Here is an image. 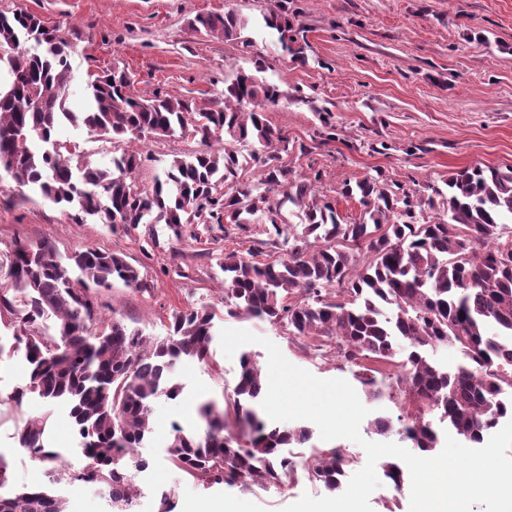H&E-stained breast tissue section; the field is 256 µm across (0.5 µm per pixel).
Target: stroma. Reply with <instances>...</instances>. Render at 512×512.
<instances>
[{
    "label": "stroma",
    "mask_w": 512,
    "mask_h": 512,
    "mask_svg": "<svg viewBox=\"0 0 512 512\" xmlns=\"http://www.w3.org/2000/svg\"><path fill=\"white\" fill-rule=\"evenodd\" d=\"M280 1L0 0V12L33 13L62 27L71 42L69 107L79 112L88 81L115 66L131 74L138 94L157 91L209 104L223 90L225 76L251 69L253 55L195 32L190 22L234 11L248 22L256 53L265 60V77L305 98L301 104L280 102L266 112L269 125L288 138L285 162L297 176L321 173L317 194L334 204L344 224L361 214L357 199L340 196L344 182L377 175L391 188L425 197L461 169L512 166V0H284L296 17L295 34L307 43L302 62L285 53L277 34L262 24L263 15ZM322 107L330 110L325 123L318 115ZM328 124L335 139H320ZM56 138L78 145L99 167L110 166L123 149L122 143L67 122ZM199 147L189 130L173 137L142 136L137 148L149 160L136 173L138 184L151 186L164 161ZM151 233L148 243L142 231H112L95 218L80 217L77 208L64 209L33 193H19L12 182L0 183V282L9 279L6 257L18 240L51 241L64 256L86 246L121 254L148 288L113 282L98 294L100 311L159 339L167 334L172 312L221 306L224 274L216 252L255 247L276 257L286 251L261 223L226 231L195 224L179 236L159 223ZM215 327L251 331L316 377L343 378L356 393L364 391L359 365L326 350L312 356L298 348L286 324L223 315ZM239 370L238 360L227 358L216 340L209 363L178 366L183 391L155 402L153 432L139 450L154 486L143 489L138 512H156L158 487L175 489L179 512L223 497L239 502L244 512H281L302 494L326 496L322 484L303 472L248 491L226 485L206 490L170 464L167 446L174 427L198 429V405L230 396ZM43 410L42 402L31 397L18 407L0 405V453L13 488L50 484L43 465L18 455L14 438L24 419Z\"/></svg>",
    "instance_id": "35a3bbf8"
}]
</instances>
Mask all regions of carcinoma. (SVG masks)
<instances>
[{"mask_svg": "<svg viewBox=\"0 0 512 512\" xmlns=\"http://www.w3.org/2000/svg\"><path fill=\"white\" fill-rule=\"evenodd\" d=\"M190 25L253 47L244 36L246 23L233 12L199 15ZM264 25L278 34L285 52L306 59L284 8L266 15ZM29 38L37 47H24ZM1 43L16 48L0 59L10 75L9 86L0 88V181L37 191L57 206L76 202L114 230L162 221L179 237L186 225L242 228L261 218L268 234L293 243L264 263L253 260V249L218 254L227 315L284 323L289 335L330 343L337 356L362 362L360 382L368 395L386 396L399 410L394 419L375 417L376 433L396 430L416 451L430 453L438 444L433 416L466 442L481 444L504 414H512L504 407L512 391V230H505L512 222V166L453 174L436 221L424 217L435 208L431 196H399L372 175L346 182L340 194L359 196L362 214L342 224L334 206L316 198L321 173L296 179L283 161L288 138L267 123L266 107L305 99L258 77L265 69L261 56L254 70L225 78L221 97L207 107L159 93L138 96L133 79L114 68L90 82L87 108L72 112L70 46L58 28L31 13H0ZM191 119L203 148L174 158L150 188L135 180L142 162L137 151L124 150L112 156V168L101 169L75 144L56 141L50 153L38 146L65 121L134 141L146 133L173 136ZM216 140L224 149L211 148ZM242 147L250 148L258 171L251 180L241 178ZM296 210L306 223L293 235L288 215ZM114 279L147 289L139 271L114 252L88 247L63 258L48 240L15 244L11 282L0 284V313L9 314L30 374L25 387L0 393V404L18 406L28 395L64 404L81 438L83 467L60 464L46 441V413L17 430L18 445L49 466L55 480L101 487L113 512H137L138 477L148 467L137 448L152 432L153 403L180 395L177 363L208 361L216 312L209 306L176 311L168 335L154 340L120 320L101 321L95 291ZM51 317L52 332L44 326ZM399 342L408 355L393 376L384 367L395 364ZM440 347L460 352L466 365L455 372L438 366L427 351ZM263 392L261 369L246 355L232 398L199 407L203 432L175 428L169 462L206 488L250 490L292 473L281 448L306 443L310 431L267 424L260 414ZM380 466L402 489L399 460L386 457ZM344 467L335 448L305 463L309 477L331 492L340 489ZM8 483L0 456V512H65L51 489L9 491Z\"/></svg>", "mask_w": 512, "mask_h": 512, "instance_id": "cac0c4a2", "label": "carcinoma"}]
</instances>
